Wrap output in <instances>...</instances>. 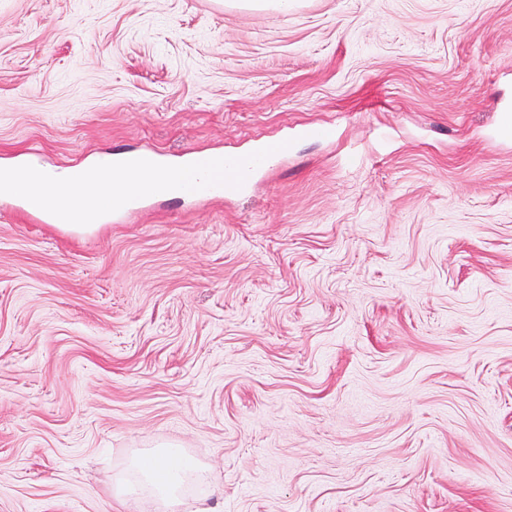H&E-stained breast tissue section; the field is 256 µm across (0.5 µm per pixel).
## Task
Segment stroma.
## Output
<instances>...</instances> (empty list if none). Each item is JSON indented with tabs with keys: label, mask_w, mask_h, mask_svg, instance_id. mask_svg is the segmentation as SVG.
Wrapping results in <instances>:
<instances>
[{
	"label": "stroma",
	"mask_w": 512,
	"mask_h": 512,
	"mask_svg": "<svg viewBox=\"0 0 512 512\" xmlns=\"http://www.w3.org/2000/svg\"><path fill=\"white\" fill-rule=\"evenodd\" d=\"M512 0H0V167L241 152L248 192L0 202V512L167 446L211 512H512Z\"/></svg>",
	"instance_id": "1"
}]
</instances>
